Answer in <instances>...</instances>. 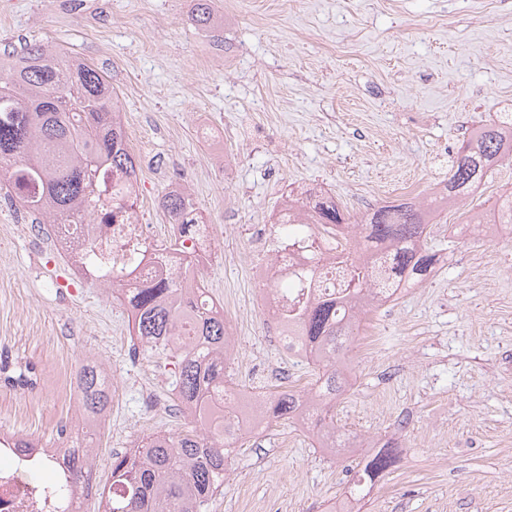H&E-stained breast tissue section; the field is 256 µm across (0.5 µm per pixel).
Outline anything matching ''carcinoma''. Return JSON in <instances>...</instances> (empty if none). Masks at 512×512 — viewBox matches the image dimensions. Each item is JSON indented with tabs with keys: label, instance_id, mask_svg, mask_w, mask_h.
I'll return each instance as SVG.
<instances>
[{
	"label": "carcinoma",
	"instance_id": "cac0c4a2",
	"mask_svg": "<svg viewBox=\"0 0 512 512\" xmlns=\"http://www.w3.org/2000/svg\"><path fill=\"white\" fill-rule=\"evenodd\" d=\"M197 24L216 26L211 4L197 3ZM512 157V118L476 129L448 166V178L423 202L384 205L359 227L365 241L356 253L342 254L351 264V295L342 301L323 300L301 308L294 321L316 366L314 398L306 424L316 430L320 447L345 448L336 434L333 408L322 404L344 390L340 355L347 350L357 326L353 309L370 286L392 296L421 283L435 263L427 244L429 224L442 206L472 194L504 157ZM0 177L18 199L55 224L95 217L112 224L120 215L136 213L132 188L137 184L135 158L120 118L117 96L106 76L94 65L46 44L0 53ZM173 229L166 248L183 253L182 277L193 283L186 290L173 279L122 286L132 310L133 331L149 358L175 359V391L180 403L202 410L213 398L235 391L226 379L224 311L215 305L199 309L206 293L199 262L187 246L188 225L198 223L192 197L173 187L159 200ZM304 218L288 224V238L315 243V229L329 232L344 218L333 200L309 199L301 204ZM186 336L181 351L169 348V338ZM84 424L72 437L75 448H91L98 422L109 410L112 386L103 368L86 360L75 373ZM300 398L284 389L269 395L263 414L268 420L294 423ZM238 435L233 413L213 426L205 421L177 435L154 433L132 453L112 456V485L105 512H208L224 485V472ZM396 444L388 441L376 454L352 468L350 496L361 500L395 464Z\"/></svg>",
	"mask_w": 512,
	"mask_h": 512
}]
</instances>
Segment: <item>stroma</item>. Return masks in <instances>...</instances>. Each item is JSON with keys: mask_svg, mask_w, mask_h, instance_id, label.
<instances>
[{"mask_svg": "<svg viewBox=\"0 0 512 512\" xmlns=\"http://www.w3.org/2000/svg\"><path fill=\"white\" fill-rule=\"evenodd\" d=\"M194 4L0 0V50L50 42L108 76L137 136L151 243L172 233L158 201L178 180L215 227L202 275L224 308L233 386L309 391L313 366L268 333L250 271L285 237L273 216L300 190L333 197L353 245L359 198L428 197L470 130L512 112V0H212L217 31L194 22ZM511 193L506 158L437 215L431 276L359 326L336 405L351 448L330 453L293 424L257 427L239 436L209 512H327L368 439L399 448L362 512H512V243L467 221ZM88 359L112 382L98 437L107 485L113 454L190 429L173 410L175 367L143 357L120 289L79 273L45 218L0 205V427L54 446L74 409L64 387Z\"/></svg>", "mask_w": 512, "mask_h": 512, "instance_id": "35a3bbf8", "label": "stroma"}]
</instances>
